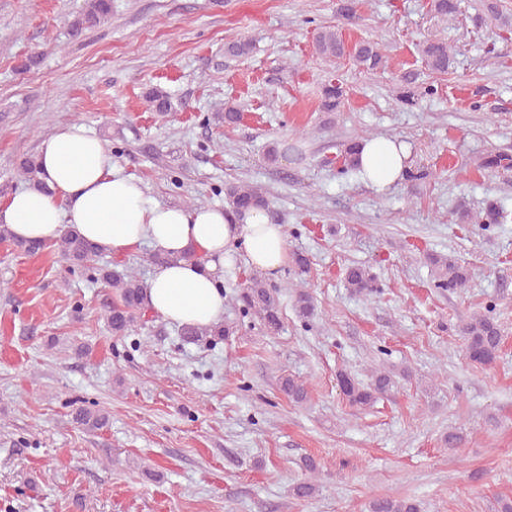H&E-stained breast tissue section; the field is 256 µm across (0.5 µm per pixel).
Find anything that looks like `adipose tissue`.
I'll return each mask as SVG.
<instances>
[{
	"label": "adipose tissue",
	"mask_w": 512,
	"mask_h": 512,
	"mask_svg": "<svg viewBox=\"0 0 512 512\" xmlns=\"http://www.w3.org/2000/svg\"><path fill=\"white\" fill-rule=\"evenodd\" d=\"M405 147L391 137L363 141V180L377 192L400 182ZM42 189L0 202V225L18 240L51 242L63 226L115 257L149 246L168 256L143 296L155 313L179 324L211 326L224 316V257L242 250L247 264L276 274L287 260L282 225L266 211L184 208L150 199L142 182L122 173L100 138L80 124L58 125L39 147Z\"/></svg>",
	"instance_id": "adipose-tissue-1"
}]
</instances>
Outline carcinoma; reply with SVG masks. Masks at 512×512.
Returning a JSON list of instances; mask_svg holds the SVG:
<instances>
[{"label": "carcinoma", "instance_id": "cac0c4a2", "mask_svg": "<svg viewBox=\"0 0 512 512\" xmlns=\"http://www.w3.org/2000/svg\"><path fill=\"white\" fill-rule=\"evenodd\" d=\"M429 11L434 14L454 20L461 12L460 0H428ZM112 13V0H86L84 9L71 22V31L79 34L83 30L96 26ZM477 24L485 28L506 29L509 19L504 15L502 0H484L482 14L477 17ZM316 52L329 59L348 58L356 65L367 70L377 69L383 62V57L377 44L362 40L350 43L344 38L342 29L325 27L314 36ZM421 54L428 68L436 73L446 74L450 66L452 47L443 41H427L421 46ZM346 90L340 84H330L325 87L322 98V109L327 112L335 111L343 102ZM153 111L160 115L171 110L168 96L155 90L146 96ZM17 170L19 175L38 188L39 180L38 158L27 155L20 159ZM224 198L227 205L235 212L250 207L266 206V198L256 188L227 184L224 187ZM61 255L72 265L86 267L98 261L101 256L99 247L80 237L70 228L63 229L55 241ZM436 267L438 288L457 289L466 287L467 271L457 261L430 257ZM100 278L115 291L112 303L106 306V321L114 336L127 335L134 325L137 310L143 303L144 286L137 278L135 271L123 269L114 270L109 265L97 267ZM345 286L357 294L366 297L377 292L374 277L362 266H351L345 277ZM242 301L247 310L253 311L271 331L280 327L281 313L277 298V290L266 287L261 280L254 279L245 288ZM315 306L312 297L306 291H296V311L298 316L308 319L313 316ZM182 336L194 340L200 336H224L226 329L219 326L200 327L185 325L181 328ZM464 339L466 357L473 363L489 366L498 357L502 343V332L492 309H487L467 322L461 328ZM337 385L349 405L357 409L371 406L378 396L393 388L392 375L381 371H372L368 382H363L347 372L337 376ZM281 389L288 398L296 403L307 400L306 388L292 377L281 380ZM77 423L88 432H95L106 426V417L96 411L81 408L76 414ZM369 512H418L417 505L406 499L377 498L370 502Z\"/></svg>", "mask_w": 512, "mask_h": 512}]
</instances>
